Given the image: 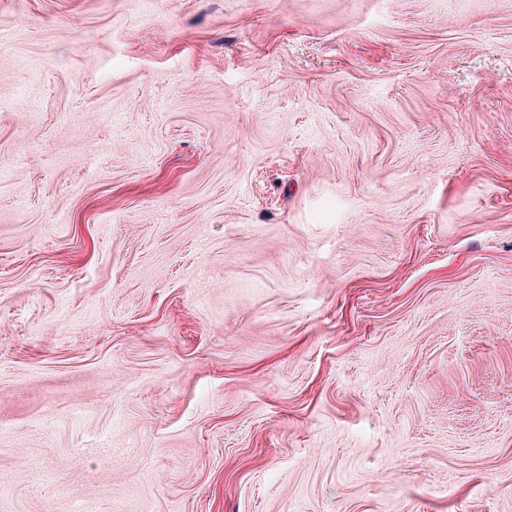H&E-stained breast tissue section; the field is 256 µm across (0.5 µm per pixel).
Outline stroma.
<instances>
[{
	"label": "stroma",
	"mask_w": 512,
	"mask_h": 512,
	"mask_svg": "<svg viewBox=\"0 0 512 512\" xmlns=\"http://www.w3.org/2000/svg\"><path fill=\"white\" fill-rule=\"evenodd\" d=\"M0 512H512V0H0Z\"/></svg>",
	"instance_id": "35a3bbf8"
}]
</instances>
